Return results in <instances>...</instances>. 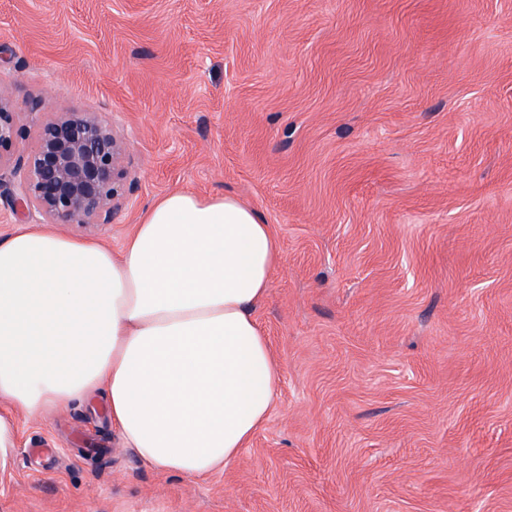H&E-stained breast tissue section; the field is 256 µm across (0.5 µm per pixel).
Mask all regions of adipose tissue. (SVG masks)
I'll use <instances>...</instances> for the list:
<instances>
[{"instance_id": "adipose-tissue-1", "label": "adipose tissue", "mask_w": 512, "mask_h": 512, "mask_svg": "<svg viewBox=\"0 0 512 512\" xmlns=\"http://www.w3.org/2000/svg\"><path fill=\"white\" fill-rule=\"evenodd\" d=\"M280 261L270 225L221 194L166 195L116 253L18 225L0 239V466L17 414L100 389L143 464L223 470L277 400L280 367L253 310Z\"/></svg>"}]
</instances>
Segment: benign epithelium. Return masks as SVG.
I'll use <instances>...</instances> for the list:
<instances>
[{
	"label": "benign epithelium",
	"instance_id": "obj_1",
	"mask_svg": "<svg viewBox=\"0 0 512 512\" xmlns=\"http://www.w3.org/2000/svg\"><path fill=\"white\" fill-rule=\"evenodd\" d=\"M7 97L0 83V161L20 135ZM122 155L121 140L95 113H61L40 126L26 176L0 188V197L23 214L37 209L52 223L104 224L115 207Z\"/></svg>",
	"mask_w": 512,
	"mask_h": 512
}]
</instances>
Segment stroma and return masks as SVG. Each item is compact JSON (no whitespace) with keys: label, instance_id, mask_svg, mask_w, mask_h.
Masks as SVG:
<instances>
[{"label":"stroma","instance_id":"35a3bbf8","mask_svg":"<svg viewBox=\"0 0 512 512\" xmlns=\"http://www.w3.org/2000/svg\"><path fill=\"white\" fill-rule=\"evenodd\" d=\"M26 173L57 112L120 135L106 224L0 199V236L119 250L231 194L281 248L254 317L269 419L203 480L142 466L104 398L17 417L0 512H512V0H0Z\"/></svg>","mask_w":512,"mask_h":512}]
</instances>
